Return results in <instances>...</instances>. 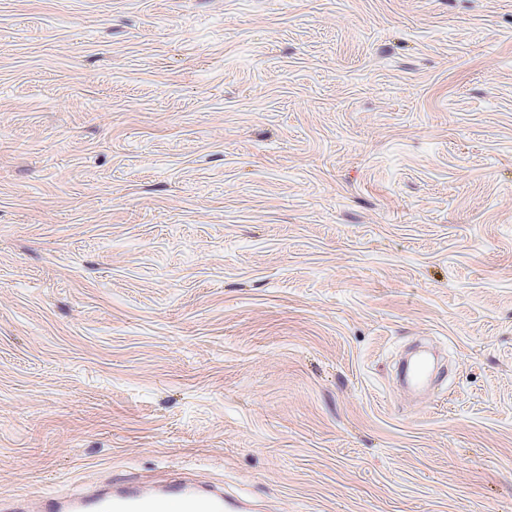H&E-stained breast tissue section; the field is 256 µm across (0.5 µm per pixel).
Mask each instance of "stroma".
Returning <instances> with one entry per match:
<instances>
[{
	"instance_id": "stroma-1",
	"label": "stroma",
	"mask_w": 512,
	"mask_h": 512,
	"mask_svg": "<svg viewBox=\"0 0 512 512\" xmlns=\"http://www.w3.org/2000/svg\"><path fill=\"white\" fill-rule=\"evenodd\" d=\"M172 474L512 512V0H0V497Z\"/></svg>"
}]
</instances>
